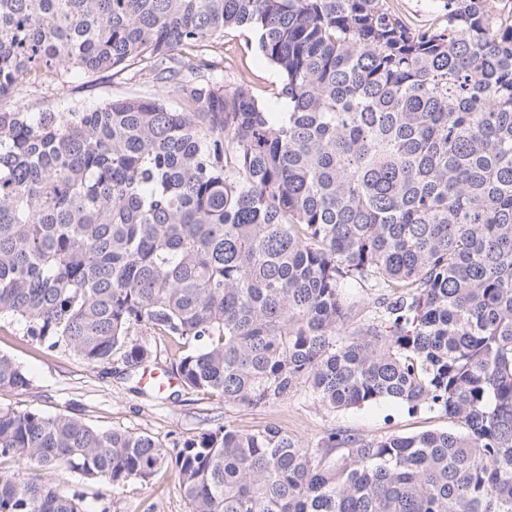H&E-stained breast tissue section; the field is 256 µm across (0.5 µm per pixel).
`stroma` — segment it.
Listing matches in <instances>:
<instances>
[{"instance_id": "stroma-1", "label": "stroma", "mask_w": 512, "mask_h": 512, "mask_svg": "<svg viewBox=\"0 0 512 512\" xmlns=\"http://www.w3.org/2000/svg\"><path fill=\"white\" fill-rule=\"evenodd\" d=\"M251 38L246 31H225L221 77L229 87L247 85L272 118H280L288 109L287 100L277 96L281 76L273 65L247 48ZM153 92L145 76L129 70L113 77L79 76L65 87L51 80L25 83L12 97L0 100V108L60 111L71 103L93 107L110 98ZM0 352L14 358L31 378L29 389L0 391L1 409L45 415L65 413L103 430L145 432L169 445L218 424L241 431L274 425L303 448L319 447L335 429L369 441L391 434L408 436L426 430L460 428L444 412H411L387 400L331 412L304 385L298 386L288 399L258 408L228 406L218 397L187 390L178 383L163 392L140 394L134 391L120 362L92 367L65 349L48 350L31 340L23 323L10 318L0 320ZM55 479L61 488L83 493L96 512H187L177 477L169 468L162 469L151 483L129 482L115 496L108 495L101 486L78 482L63 469L56 472Z\"/></svg>"}]
</instances>
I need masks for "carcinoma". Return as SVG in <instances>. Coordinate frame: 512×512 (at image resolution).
Instances as JSON below:
<instances>
[{"mask_svg": "<svg viewBox=\"0 0 512 512\" xmlns=\"http://www.w3.org/2000/svg\"><path fill=\"white\" fill-rule=\"evenodd\" d=\"M231 27L282 76L273 121L221 70ZM148 71L65 112L0 109V318L125 371L181 348V385L260 407L392 400L463 431L301 448L226 425L168 447L0 409V512H86L173 466L187 512H512V0H0V100ZM347 282L381 289L349 329ZM31 379L0 354V390ZM337 448L344 452L327 460ZM398 9L415 25L429 23L436 14L434 5L438 0H398ZM129 338L133 340L147 341L152 345L154 353H157L159 363L170 368L171 362L177 358V346L169 339L157 335L152 330L144 326H134L129 331Z\"/></svg>", "mask_w": 512, "mask_h": 512, "instance_id": "obj_1", "label": "carcinoma"}]
</instances>
